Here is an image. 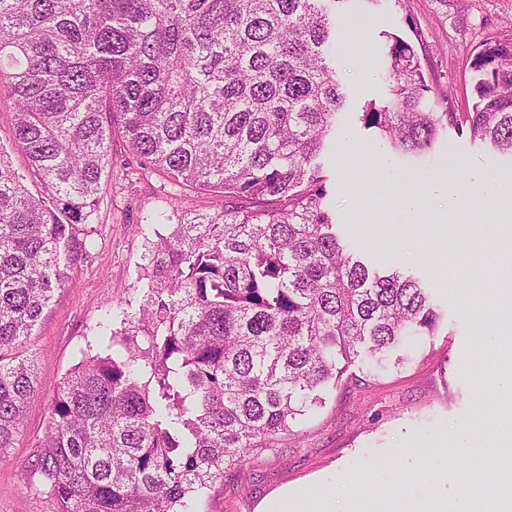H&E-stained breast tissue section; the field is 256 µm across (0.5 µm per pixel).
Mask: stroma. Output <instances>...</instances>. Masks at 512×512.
<instances>
[{
	"instance_id": "obj_1",
	"label": "stroma",
	"mask_w": 512,
	"mask_h": 512,
	"mask_svg": "<svg viewBox=\"0 0 512 512\" xmlns=\"http://www.w3.org/2000/svg\"><path fill=\"white\" fill-rule=\"evenodd\" d=\"M357 34L361 54L340 50L335 57L347 100L333 140L337 152L356 155L357 163L346 169L332 155L321 156L327 206L342 238L352 239L356 225H365V262L412 274L429 288L442 320L436 334L403 362L352 364L325 405L309 414L297 441L225 470L200 499V512H255L260 499L287 483L317 482L326 495H338L359 488L365 472L372 485L355 512L370 504L383 512L390 504L433 497L413 476L387 479L398 453H417L427 465L446 457L454 482L464 473L494 472L502 448L512 447V432L500 427L504 407L512 403V354L496 317L501 302L493 294L494 277L512 274V245L495 221L512 204V156L448 130L431 153L413 160L394 153L362 121L368 103L389 96L384 55L392 35L414 46L427 83L448 94L449 111H471V56L486 38L512 42V0H381ZM453 157L460 166L450 165ZM490 179L498 195L481 194ZM450 184L470 192L451 212L443 205ZM407 192L421 198L412 213L401 206ZM216 202L208 192L176 185L140 165L122 138L113 136L90 254L34 329L29 353L39 394L0 461V512H57L48 493L27 483L25 463L44 431L57 383L93 341L101 316L118 300L141 301L148 232L142 217L209 212Z\"/></svg>"
}]
</instances>
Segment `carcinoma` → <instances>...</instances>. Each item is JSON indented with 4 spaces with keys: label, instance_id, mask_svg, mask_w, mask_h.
<instances>
[{
    "label": "carcinoma",
    "instance_id": "carcinoma-1",
    "mask_svg": "<svg viewBox=\"0 0 512 512\" xmlns=\"http://www.w3.org/2000/svg\"><path fill=\"white\" fill-rule=\"evenodd\" d=\"M347 0H0V108L47 196L0 149V461L27 404L34 328L89 254L112 132L179 186L222 197L147 241L148 288L99 321L114 350L71 368L25 475L58 512H196L224 469L298 439L363 353L436 330L411 276L372 270L336 234L318 159L347 95L332 50ZM364 126L404 155L441 129L512 155V43L470 61L448 111L396 37Z\"/></svg>",
    "mask_w": 512,
    "mask_h": 512
}]
</instances>
